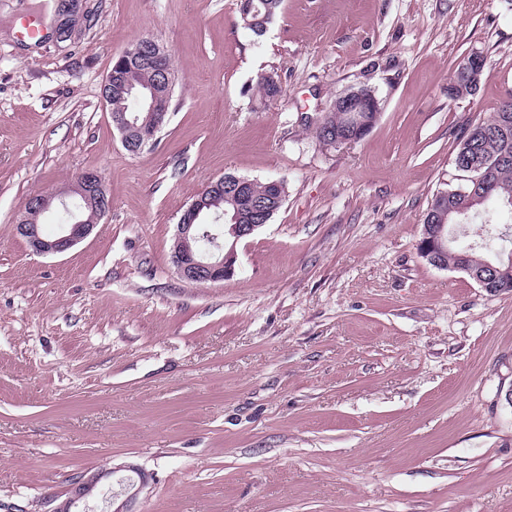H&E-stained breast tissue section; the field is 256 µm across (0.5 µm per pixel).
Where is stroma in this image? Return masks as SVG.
<instances>
[{
	"mask_svg": "<svg viewBox=\"0 0 512 512\" xmlns=\"http://www.w3.org/2000/svg\"><path fill=\"white\" fill-rule=\"evenodd\" d=\"M71 42L0 0V512H51L73 481L130 466L134 512H512V292L420 257L455 148L512 98V0H283L262 36L236 0H83ZM151 35L177 83L138 155L101 99L113 57ZM487 68L453 98L467 55ZM280 95L263 100L260 77ZM370 89L358 143L303 116ZM99 172L93 233L39 255L27 199ZM283 179L272 220L219 283L171 263L183 210L218 177ZM456 244L512 227L488 201Z\"/></svg>",
	"mask_w": 512,
	"mask_h": 512,
	"instance_id": "1",
	"label": "stroma"
}]
</instances>
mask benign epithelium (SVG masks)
<instances>
[{"instance_id":"7a95c632","label":"benign epithelium","mask_w":512,"mask_h":512,"mask_svg":"<svg viewBox=\"0 0 512 512\" xmlns=\"http://www.w3.org/2000/svg\"><path fill=\"white\" fill-rule=\"evenodd\" d=\"M137 59L141 62L147 79L141 84L142 90L136 95L142 98L145 110L140 113L115 112L112 109V89L118 87L123 94L133 89L119 80L118 67L109 69L103 79L102 101L108 110L112 126L118 131L121 143L129 154H134L131 142L146 126L160 131L168 120L169 97L158 91L165 85H175V70L170 51L155 37H139L118 55V61ZM485 58L473 53L464 58L455 73L470 88L479 87L484 71ZM248 181L244 178L220 177L208 188L224 187L230 197L244 192ZM76 203L72 223L66 225L53 238L43 236L38 223L39 215L53 206L66 207ZM110 207V199L104 188L101 175L96 171L81 174L74 183L54 192L39 193L28 198L23 213L19 216L14 231L30 247L42 255H58L71 250L86 239L100 223ZM205 203L195 199L184 210L176 225V248L172 261L178 276L188 283L222 282L235 273L237 243L252 236L263 224H217L219 217L203 211ZM211 242L212 248L201 250L202 239ZM136 477L116 476L117 470H96L82 475L74 484L69 495L51 512H92L88 502L96 497L104 501V512H133L131 505L145 486L143 474L132 469Z\"/></svg>"}]
</instances>
